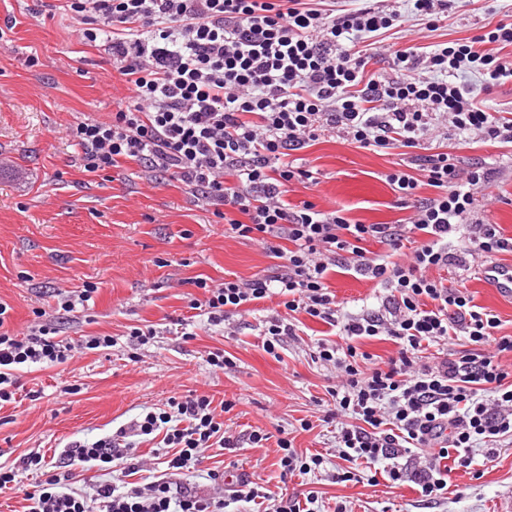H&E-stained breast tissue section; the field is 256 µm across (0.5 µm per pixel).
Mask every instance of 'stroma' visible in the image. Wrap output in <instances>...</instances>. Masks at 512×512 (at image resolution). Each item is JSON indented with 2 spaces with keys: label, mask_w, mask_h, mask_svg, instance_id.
I'll return each mask as SVG.
<instances>
[{
  "label": "stroma",
  "mask_w": 512,
  "mask_h": 512,
  "mask_svg": "<svg viewBox=\"0 0 512 512\" xmlns=\"http://www.w3.org/2000/svg\"><path fill=\"white\" fill-rule=\"evenodd\" d=\"M35 0H0V28L14 21L0 43V302L10 307L8 325L24 331L40 310L60 336L81 344L109 336L112 348L86 349L66 363L18 366L22 400L0 405V467L34 488L37 476L24 458L61 454L74 442H93L130 430L147 412L166 408L169 398L206 393L231 401L224 424L238 439L236 449L209 448L204 459L178 476L181 486L202 495L223 494L210 473L240 470L271 492L306 496L315 491V512H512V442L473 450L481 476L452 470L447 494L421 497L413 484H392L375 469L359 468L354 480L336 478L341 460L336 428L325 423L333 368L314 358L319 340H334L328 324L298 316L296 336L284 337L278 355L263 348L265 321L276 304L267 300L244 315L235 335L192 317L187 295L193 280L243 281L271 269L277 260L260 244L226 231L210 211L195 206L183 188L165 180L147 181L126 163L95 174L83 172L68 135L83 117L105 118L127 106L128 90L101 48L77 39L69 14L35 16ZM512 15V0H454L433 32L385 29L376 37L371 72L396 76L395 51L410 46L467 42L483 34L492 19ZM38 59L27 66V57ZM475 104L500 116L512 114V80L486 86L484 76L467 74ZM427 147L446 146L462 167L497 164L487 193L489 219L512 237V145L474 139L434 137ZM320 182L294 185L290 208L310 201L326 210L344 209L360 224H403L412 211L398 201L386 180L399 157L357 147L340 134H328L300 150ZM459 284L474 304L498 316L499 335L512 336V299L497 295L490 281L457 270H433ZM341 308L358 313L381 304L383 288L355 272L336 270L327 278ZM97 286L91 309L60 314L59 289ZM192 318L189 336L173 333L178 318ZM153 326L146 345L132 342L130 327ZM223 351L234 365L214 369L208 356ZM72 393H65V386ZM310 420L311 430L300 428ZM268 433L264 445L251 443L252 431ZM293 439L303 452L321 453L318 471L282 475L277 440ZM122 461L111 466L65 467L66 487L92 493L117 481Z\"/></svg>",
  "instance_id": "35a3bbf8"
}]
</instances>
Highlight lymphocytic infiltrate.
I'll return each instance as SVG.
<instances>
[{
    "label": "lymphocytic infiltrate",
    "mask_w": 512,
    "mask_h": 512,
    "mask_svg": "<svg viewBox=\"0 0 512 512\" xmlns=\"http://www.w3.org/2000/svg\"><path fill=\"white\" fill-rule=\"evenodd\" d=\"M408 10L384 6L337 10L336 0H49L46 14L63 10L79 19L74 32L102 42L124 76L131 104L111 116L87 117L69 128L84 172L135 163L151 176L180 183L196 206L210 209L232 233L260 243L278 263L251 280L213 286L196 280L203 295L189 307L210 325H232L253 304L276 299L263 347L276 354L282 337L295 335L292 317L305 313L335 327L337 342H319L320 360L340 382L326 420L336 425L340 457L353 480L355 467L384 464L392 483L409 482L420 496L448 491V465L470 467L475 441L512 438V377L498 357L512 352V336L498 335L499 319L476 309L461 289L432 277L435 269L462 271L494 265L512 252V238L492 224L478 192L496 171L461 167L448 152L422 153L431 130L442 127L462 140L512 143V119L477 107L461 76L474 72L497 82L512 78V61L487 52L512 46V21L496 22L473 43L395 51L399 74L366 71L367 41L388 28L421 18L434 30L449 0H411ZM339 133L373 150H419L417 167L398 162L386 179L400 202L411 203L407 227L353 224L342 210L305 203L291 210L293 184L319 179L296 153L320 136ZM424 173L433 197L415 196ZM466 239L452 249L448 237ZM406 249L404 263L366 257L367 238ZM348 268L386 288L379 308L341 312L326 280ZM0 302V403L15 400V366H54L73 350L55 324L27 333L7 326ZM385 335L400 343L385 366H363L355 341ZM462 335L466 349L434 364L420 362L425 346ZM163 412L147 413L136 434L163 431L174 447L178 472L198 462L203 449L234 448L206 394L170 398ZM32 454L27 469L42 472L37 490L25 492L27 512H225L238 502H263L262 512H304L314 494L298 500L241 481L214 498L187 490L172 495L160 479L118 490L102 484L86 497L61 489V477Z\"/></svg>",
    "instance_id": "1"
}]
</instances>
